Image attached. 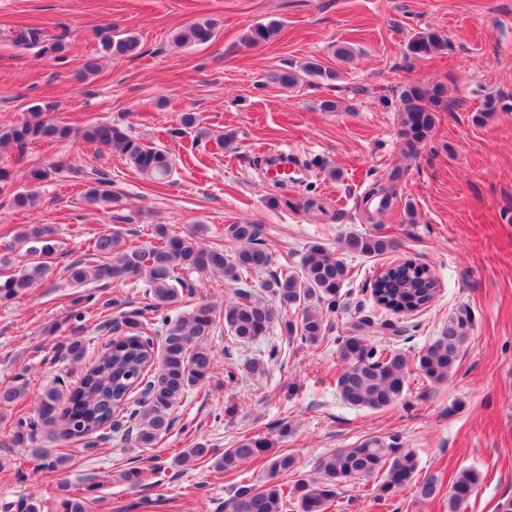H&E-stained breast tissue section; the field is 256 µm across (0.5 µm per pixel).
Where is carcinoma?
<instances>
[{"instance_id": "obj_1", "label": "carcinoma", "mask_w": 512, "mask_h": 512, "mask_svg": "<svg viewBox=\"0 0 512 512\" xmlns=\"http://www.w3.org/2000/svg\"><path fill=\"white\" fill-rule=\"evenodd\" d=\"M275 21L257 22L242 38L247 47L270 42L279 32ZM216 36L215 24L199 20L174 34L182 44H206ZM105 56L134 55L140 43L132 33L118 32L105 25L97 32ZM17 40L23 45H37L40 53L54 61L67 58L69 45L62 38L47 39L43 31L30 28L20 32ZM448 49V38L439 31L423 28L407 43L404 61L426 58ZM339 71L311 59L300 65L288 64L270 72L268 82L292 88L311 79L335 82ZM50 106L31 107L29 117L21 121L0 122V149L23 150L30 145L78 139L103 149L120 153L140 175L153 182L165 180L173 161L164 150L150 146L118 124L98 122L74 128L70 124L45 117ZM398 109L402 114V136L407 153L415 155L431 139L439 112L448 110L447 91L442 84L423 85L407 82L398 90ZM512 109V102L498 93L484 95L474 121L481 122L491 114ZM63 172V166L33 165L26 172L30 189H13V170L0 166V194L5 192L10 205L28 209L38 201L35 187L47 183ZM400 178L394 171L388 185L372 184L371 195L381 198L387 206L396 199L392 181ZM85 198L93 204L119 203L112 191V179L95 167L84 171ZM55 231L49 224H26L14 238L16 257L8 260L10 273L0 274V302L9 303L24 295L35 281L51 270L57 253ZM225 236L236 243L229 251L223 245H206L194 234L181 236L165 224L153 226L154 240L147 244H121L120 235H99L92 245L93 259L84 256L66 268L68 279L78 285L89 281L122 282L139 276L148 284L154 304V316L131 314L122 321L124 334L97 351L85 366L82 376L69 389L61 381L48 386L37 404V419L20 418L12 434L13 445L24 447L33 441L37 426L49 428L52 440L80 441L93 435L103 436L112 429L115 413L130 410L135 419V447L151 448L172 425V417L181 399L202 383L214 364V355L207 346L216 319H224L234 345H246L278 326L289 338L302 344H316L330 331L326 313L345 310L342 288L348 280L345 261L332 256L325 248L313 245L305 254L301 271L275 270L277 258L261 240L259 224H230ZM344 252L353 255H381L394 248L383 235L349 233L341 240ZM220 275L228 285L240 284L252 273L266 272L263 284L271 297L254 296L238 291L237 299L216 308L208 303L174 318L162 316L164 307L177 304L187 287L181 272ZM441 283L427 265L411 259L384 265L371 279V296L380 308L393 314H411L435 298ZM301 309L296 322L286 319L283 309ZM472 329L470 311L463 307L448 319L440 336L427 344L414 358L396 348L378 346L370 337H399L406 332L400 322L364 314L355 317L345 334L335 338L343 370L336 387L341 398L354 407L383 409L401 399L412 371H418L432 382H442L456 369L469 341ZM25 386L0 387V408L12 407L24 398ZM275 441L267 436L252 435L239 440L235 447L220 453L198 443L181 452L174 460L188 466L202 459H215V467L232 473L246 462L267 461L269 469L265 484L243 485L231 498L232 512H284L287 500H296L300 512H328L337 491L351 479H376V498L398 493L411 484L418 460L410 449H402L394 440L371 436L358 444L336 448L320 457L315 475L295 480L291 487L276 477L295 467V457L272 452ZM41 466L50 471H63L68 459L54 455L45 448L33 449ZM481 476L473 469L458 473L448 488V512H460L475 495ZM440 492L436 476L423 478L417 493L423 499H434ZM61 512H90L89 500L66 494L59 500Z\"/></svg>"}]
</instances>
